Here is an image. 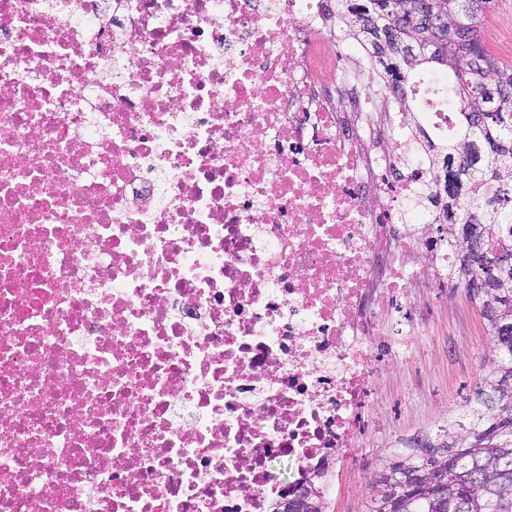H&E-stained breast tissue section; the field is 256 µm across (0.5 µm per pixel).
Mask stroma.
Masks as SVG:
<instances>
[{
    "label": "stroma",
    "instance_id": "obj_1",
    "mask_svg": "<svg viewBox=\"0 0 512 512\" xmlns=\"http://www.w3.org/2000/svg\"><path fill=\"white\" fill-rule=\"evenodd\" d=\"M486 46L512 65V0H493ZM412 331L403 353L387 360L372 385L373 400L353 461H341L328 512H370L373 490L390 463L413 455L414 442L444 423L470 421L468 400L494 359L478 302L460 281L410 303Z\"/></svg>",
    "mask_w": 512,
    "mask_h": 512
}]
</instances>
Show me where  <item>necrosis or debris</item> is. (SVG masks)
<instances>
[{"label":"necrosis or debris","instance_id":"4bbe7bcc","mask_svg":"<svg viewBox=\"0 0 512 512\" xmlns=\"http://www.w3.org/2000/svg\"><path fill=\"white\" fill-rule=\"evenodd\" d=\"M341 52L335 0H0V512H272L350 455L456 256Z\"/></svg>","mask_w":512,"mask_h":512}]
</instances>
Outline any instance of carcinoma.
Returning <instances> with one entry per match:
<instances>
[{"label":"carcinoma","instance_id":"carcinoma-1","mask_svg":"<svg viewBox=\"0 0 512 512\" xmlns=\"http://www.w3.org/2000/svg\"><path fill=\"white\" fill-rule=\"evenodd\" d=\"M336 15L347 35L370 42L391 97L410 109L415 78L429 74L434 103L448 105L443 157H431L434 188L455 203L446 218L448 243L464 247L461 276L495 337L494 367L476 385L464 436L446 431L440 445L392 464L379 481L372 512H512V66L486 47L482 30L492 0H471L467 26L452 16L455 0H340ZM448 10L446 30L425 26L429 12ZM479 245L484 262L471 247ZM434 477L445 497H427L420 484ZM307 512H327L325 498L302 487Z\"/></svg>","mask_w":512,"mask_h":512}]
</instances>
